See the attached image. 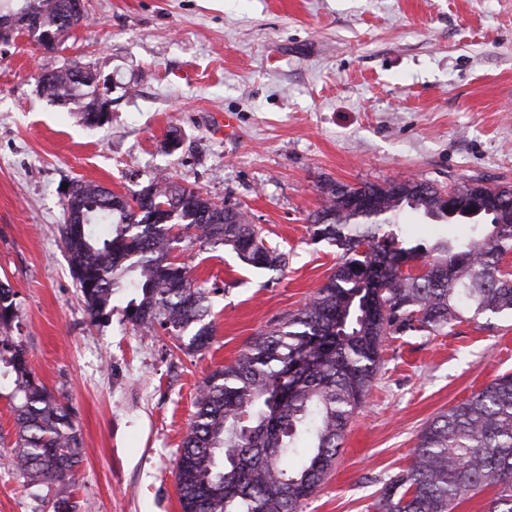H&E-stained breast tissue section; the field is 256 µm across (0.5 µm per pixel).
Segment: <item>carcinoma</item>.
<instances>
[{
    "label": "carcinoma",
    "mask_w": 512,
    "mask_h": 512,
    "mask_svg": "<svg viewBox=\"0 0 512 512\" xmlns=\"http://www.w3.org/2000/svg\"><path fill=\"white\" fill-rule=\"evenodd\" d=\"M72 0H19L7 20L25 13L40 21L34 40L47 51L70 23ZM52 102L72 104L89 126L104 123L90 111L99 81L73 61L40 84ZM71 213L85 233L60 235L90 321L107 315L129 290L127 318L138 328L159 324L178 337L195 327L189 346L206 348L209 296L187 267L170 261L183 237L229 246L245 264L269 271L286 254L265 244L241 210L213 202L196 188L166 179L131 196L76 180ZM493 202L471 215V197ZM311 214L312 237L336 247V265L304 306L260 331L235 361L204 380L194 418L176 461L182 512H300L336 462L355 412L376 378L384 342L395 336L447 335L463 316L476 321L512 316V274L501 263L512 253V187L465 180L444 191L406 179L350 186L326 180ZM371 199L353 208L349 197ZM167 206L168 221L136 214L144 199ZM404 208L450 224L470 225L460 240H423L392 223ZM177 233H172L174 227ZM416 261L417 272L399 263ZM16 293L0 283V377L14 376L16 440L11 468L30 487L72 485L83 441L65 396L29 368L23 344L8 335L17 318ZM502 491L488 512H512V374L502 375L423 427L411 464L384 484L375 512H455L464 500Z\"/></svg>",
    "instance_id": "1"
}]
</instances>
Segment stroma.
<instances>
[{
	"label": "stroma",
	"mask_w": 512,
	"mask_h": 512,
	"mask_svg": "<svg viewBox=\"0 0 512 512\" xmlns=\"http://www.w3.org/2000/svg\"><path fill=\"white\" fill-rule=\"evenodd\" d=\"M54 52L0 40V281L9 282L36 377L66 396L84 448L77 484L29 488L4 457L16 439L0 379V512H182L174 461L205 377L326 282L336 249L313 241L318 186L412 178L512 185V0H86ZM79 61L108 82L111 118L84 125L38 93ZM233 114L225 136L220 121ZM178 130L181 144L165 141ZM166 177L245 212L283 271L230 247L173 251L210 294L208 348L124 303L91 323L61 243L64 184L127 194ZM512 373V317L390 339L331 473L301 512H374L440 412Z\"/></svg>",
	"instance_id": "stroma-1"
}]
</instances>
